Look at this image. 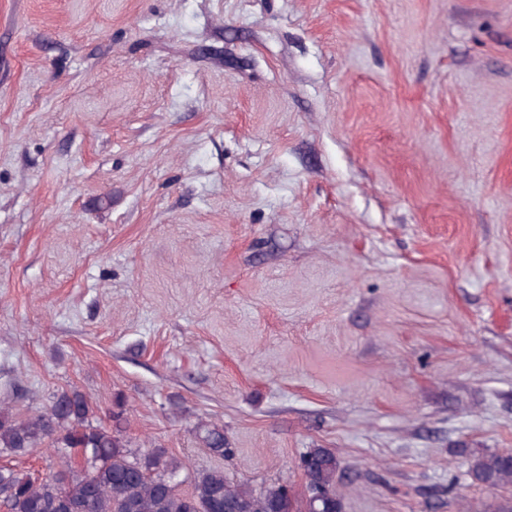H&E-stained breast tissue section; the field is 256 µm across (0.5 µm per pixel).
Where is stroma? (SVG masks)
<instances>
[{
    "instance_id": "35a3bbf8",
    "label": "stroma",
    "mask_w": 512,
    "mask_h": 512,
    "mask_svg": "<svg viewBox=\"0 0 512 512\" xmlns=\"http://www.w3.org/2000/svg\"><path fill=\"white\" fill-rule=\"evenodd\" d=\"M73 388L188 477L512 512V0H0V401ZM196 434L205 448L216 456L227 457L231 448L225 447L224 426L218 423H200L196 426ZM473 480L488 486L512 485V454L490 453L476 458L470 470Z\"/></svg>"
}]
</instances>
